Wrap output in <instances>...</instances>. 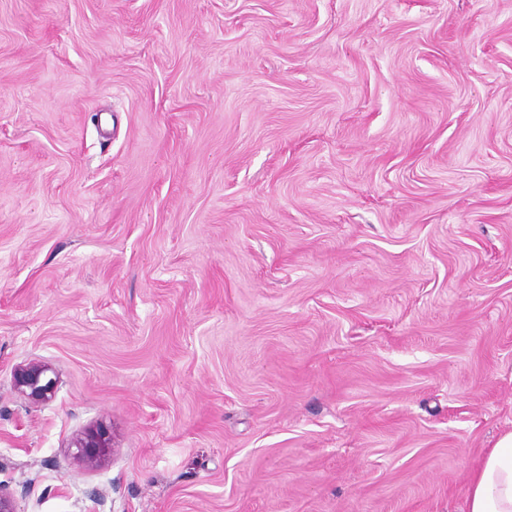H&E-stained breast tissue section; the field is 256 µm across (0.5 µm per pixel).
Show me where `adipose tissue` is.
Segmentation results:
<instances>
[{"label": "adipose tissue", "instance_id": "1", "mask_svg": "<svg viewBox=\"0 0 512 512\" xmlns=\"http://www.w3.org/2000/svg\"><path fill=\"white\" fill-rule=\"evenodd\" d=\"M464 512H512V431L486 451L467 486Z\"/></svg>", "mask_w": 512, "mask_h": 512}]
</instances>
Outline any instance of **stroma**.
Wrapping results in <instances>:
<instances>
[{
	"mask_svg": "<svg viewBox=\"0 0 512 512\" xmlns=\"http://www.w3.org/2000/svg\"><path fill=\"white\" fill-rule=\"evenodd\" d=\"M509 430L512 0H0L20 512H461ZM48 373L54 376L50 377ZM12 386L14 392L25 402L40 405L54 398L57 377L49 364L42 361H29L14 369ZM76 448L74 457L85 470L102 466L112 448L109 431L104 426H92L78 435L71 444Z\"/></svg>",
	"mask_w": 512,
	"mask_h": 512,
	"instance_id": "35a3bbf8",
	"label": "stroma"
}]
</instances>
